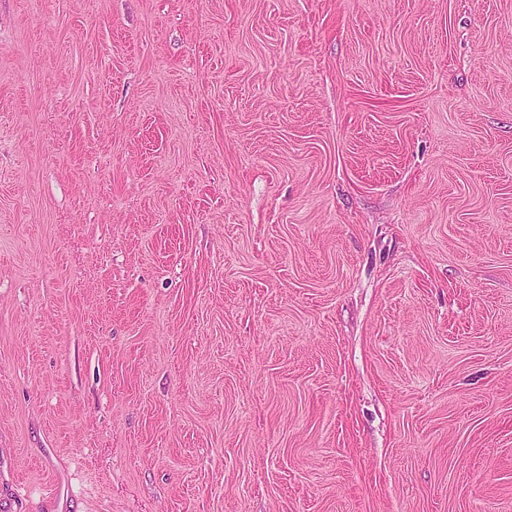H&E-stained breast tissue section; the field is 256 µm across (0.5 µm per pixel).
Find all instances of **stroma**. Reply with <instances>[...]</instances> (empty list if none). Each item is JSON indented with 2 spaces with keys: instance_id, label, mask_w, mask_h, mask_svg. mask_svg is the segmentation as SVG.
Instances as JSON below:
<instances>
[{
  "instance_id": "35a3bbf8",
  "label": "stroma",
  "mask_w": 512,
  "mask_h": 512,
  "mask_svg": "<svg viewBox=\"0 0 512 512\" xmlns=\"http://www.w3.org/2000/svg\"><path fill=\"white\" fill-rule=\"evenodd\" d=\"M0 512H512V0H0Z\"/></svg>"
}]
</instances>
